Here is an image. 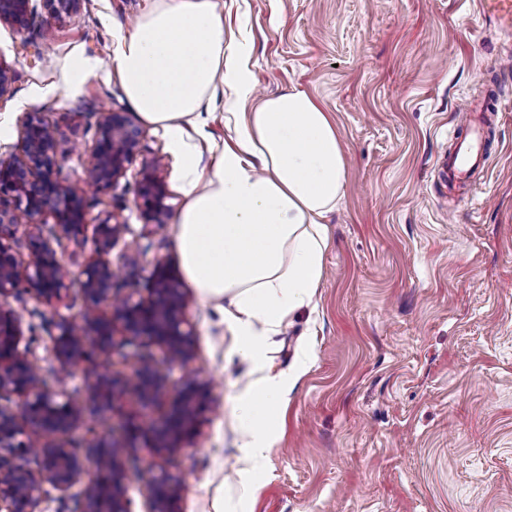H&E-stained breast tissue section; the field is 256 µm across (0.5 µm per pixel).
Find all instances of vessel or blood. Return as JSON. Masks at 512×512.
I'll return each mask as SVG.
<instances>
[{"label": "vessel or blood", "mask_w": 512, "mask_h": 512, "mask_svg": "<svg viewBox=\"0 0 512 512\" xmlns=\"http://www.w3.org/2000/svg\"><path fill=\"white\" fill-rule=\"evenodd\" d=\"M486 21L512 34V0H479ZM494 113L487 102L462 112L452 148L438 165V176L447 189L468 188L481 176L486 162L485 133Z\"/></svg>", "instance_id": "1"}]
</instances>
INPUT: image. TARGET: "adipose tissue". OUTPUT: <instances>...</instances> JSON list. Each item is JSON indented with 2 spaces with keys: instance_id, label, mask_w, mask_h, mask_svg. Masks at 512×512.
<instances>
[{
  "instance_id": "ef3b65f1",
  "label": "adipose tissue",
  "mask_w": 512,
  "mask_h": 512,
  "mask_svg": "<svg viewBox=\"0 0 512 512\" xmlns=\"http://www.w3.org/2000/svg\"><path fill=\"white\" fill-rule=\"evenodd\" d=\"M244 43H226L221 0H150L107 65L140 119L161 128L187 201L176 225L184 282L224 314L231 354L249 383L236 407L241 460L263 461L283 428L290 381L275 371L276 336L310 306L324 272L322 219L340 204L346 156L324 107L295 88L248 112L216 115L221 86L250 98ZM234 128L210 169L194 132L216 118Z\"/></svg>"
}]
</instances>
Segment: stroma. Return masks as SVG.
<instances>
[{"label":"stroma","instance_id":"obj_1","mask_svg":"<svg viewBox=\"0 0 512 512\" xmlns=\"http://www.w3.org/2000/svg\"><path fill=\"white\" fill-rule=\"evenodd\" d=\"M226 40L247 39L257 98L295 87L330 112L348 161L344 197L325 222L328 247L315 306L277 337L276 370L299 345L314 359L288 395L284 431L263 467L243 464L233 425L246 367L214 305L192 296L188 373L213 387L215 409L177 454L139 467L183 477L182 512H512V36L474 0H223ZM27 30L0 24V62L14 74L0 98V154L17 152L20 122L56 128L59 180L80 187L99 111H129L106 65L148 0H85L62 20L42 0ZM496 96L484 176L459 201L437 163L472 99ZM125 177L86 193L84 221L127 231L112 250L122 293L144 289L157 261L179 263L186 202L163 130L140 127ZM163 157L168 218L146 223L134 194ZM29 328L45 379L51 311L30 291L10 301Z\"/></svg>","mask_w":512,"mask_h":512}]
</instances>
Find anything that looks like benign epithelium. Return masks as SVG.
Masks as SVG:
<instances>
[{
  "instance_id": "benign-epithelium-1",
  "label": "benign epithelium",
  "mask_w": 512,
  "mask_h": 512,
  "mask_svg": "<svg viewBox=\"0 0 512 512\" xmlns=\"http://www.w3.org/2000/svg\"><path fill=\"white\" fill-rule=\"evenodd\" d=\"M84 0H43L53 19L81 9ZM34 13L31 0H0V23L19 30L28 28ZM98 138L92 149L83 183L97 192L112 189L126 175L139 152L140 129L124 112L97 113ZM21 155L0 156V397L15 398L0 405V512H42L41 503L54 490L61 502L72 500L75 512H132L127 496V460L130 447L113 438L95 436L77 453L71 435L93 412L104 424H113V413L123 401L143 408L165 407L159 420L145 428L130 419L123 433L134 440L145 438L158 458L174 454L199 434L198 416L213 405L207 382L184 377L169 393L166 375L153 354L140 357L133 375L121 376L103 366L117 343L142 339L160 348L162 358L185 365L195 357L192 329L184 328L189 295L177 269L157 262L148 296L135 300L114 291L118 275L109 255L127 225L107 215L97 224L83 223L82 197L58 179L56 129L41 112H27L19 129ZM163 159L145 165L137 182L139 208L147 223H166V186ZM56 220L54 239L41 232L42 218ZM21 226L30 237V261L14 248ZM65 238L76 243L92 240L94 255L83 265L79 283L83 298L80 317L61 312L67 303L72 280L57 259L53 241ZM32 289L36 298L56 311L50 351L58 371L81 370L88 380L92 402L71 397L60 387L46 383L33 362L21 319L8 298ZM32 455L34 467L14 462ZM182 480L164 471L150 478L148 512H181Z\"/></svg>"
}]
</instances>
